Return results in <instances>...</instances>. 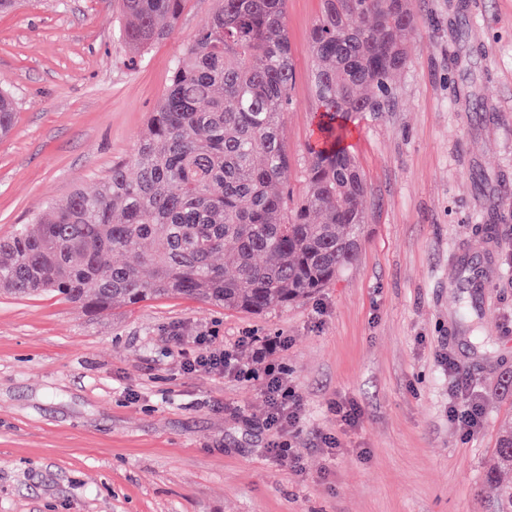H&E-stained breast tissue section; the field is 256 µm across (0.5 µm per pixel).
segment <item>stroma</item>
I'll return each mask as SVG.
<instances>
[{
    "instance_id": "obj_1",
    "label": "stroma",
    "mask_w": 512,
    "mask_h": 512,
    "mask_svg": "<svg viewBox=\"0 0 512 512\" xmlns=\"http://www.w3.org/2000/svg\"><path fill=\"white\" fill-rule=\"evenodd\" d=\"M215 7L185 0L135 65L117 0L0 14V90L17 102L0 139V236L131 157ZM411 8L410 64L382 111L351 121L368 233L326 288L263 315L181 296L93 315L50 291L0 293V512H496L485 475L512 419V0ZM321 10L287 0L281 133L298 191ZM462 256L484 271L481 292L457 284ZM474 299L481 315L461 320ZM209 329L246 369L241 337L285 338L274 358L300 400L294 458L271 455L277 434L247 419L258 381L181 369L178 347ZM461 388L483 409L470 436L448 417ZM339 402L360 408L356 426Z\"/></svg>"
}]
</instances>
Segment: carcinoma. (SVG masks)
I'll return each mask as SVG.
<instances>
[{
    "label": "carcinoma",
    "instance_id": "carcinoma-1",
    "mask_svg": "<svg viewBox=\"0 0 512 512\" xmlns=\"http://www.w3.org/2000/svg\"><path fill=\"white\" fill-rule=\"evenodd\" d=\"M184 0H122L141 57L175 31ZM311 33L318 104L304 190L280 137L295 73L286 0H220L171 68L130 161L0 237V290L51 291L85 312L183 295L263 313L309 298L354 261L367 233L364 174L345 141L410 61L408 0H322ZM14 102L0 91V137ZM131 259L114 262L112 255ZM485 475L512 512V423Z\"/></svg>",
    "mask_w": 512,
    "mask_h": 512
}]
</instances>
